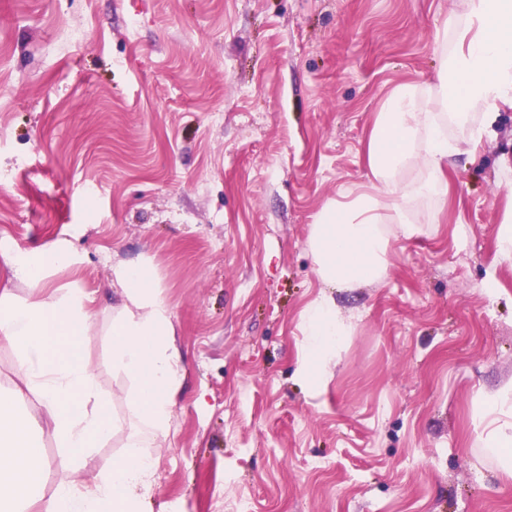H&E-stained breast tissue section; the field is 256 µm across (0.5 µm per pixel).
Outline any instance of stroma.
Returning a JSON list of instances; mask_svg holds the SVG:
<instances>
[{
    "instance_id": "35a3bbf8",
    "label": "stroma",
    "mask_w": 512,
    "mask_h": 512,
    "mask_svg": "<svg viewBox=\"0 0 512 512\" xmlns=\"http://www.w3.org/2000/svg\"><path fill=\"white\" fill-rule=\"evenodd\" d=\"M467 0H0V238L65 240L52 286L95 293L83 344L118 428L112 269L148 263L184 381L149 512H512L473 399L512 380V267L496 236L512 187V110L458 159L448 207L417 205L384 279L336 291L354 331L331 375H297L320 291L323 205L367 183L392 87L436 106L439 31ZM508 165H500V155Z\"/></svg>"
}]
</instances>
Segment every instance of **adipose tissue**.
Wrapping results in <instances>:
<instances>
[{
	"mask_svg": "<svg viewBox=\"0 0 512 512\" xmlns=\"http://www.w3.org/2000/svg\"><path fill=\"white\" fill-rule=\"evenodd\" d=\"M455 48L444 58L437 107L424 110L416 83L395 85L367 139L370 190L346 191L327 202L310 228L309 247L323 292L307 306L298 373L317 383L336 363L352 327L343 319L333 289L378 283L392 242L421 229L412 218L418 198L446 206L452 158L465 144L493 138L502 109L512 110V0H468L464 20L448 19ZM467 127V142L449 138V123ZM422 167L421 181L402 179ZM16 285L0 289V343L17 355L22 384L0 394V512H145L156 462L142 452L150 438L168 435L182 383L174 313L160 296L149 265L112 270L120 302L112 308V367L133 383L131 413L141 425L129 433L128 454L99 471L94 481L59 482L51 496L42 488L49 474L36 435L49 431L63 451L64 467H89L92 451L116 432L108 401L82 352L97 321L91 298L74 288L49 289L50 273L78 266L82 258L59 241L29 251L0 244ZM36 402L39 413L20 418L19 404ZM475 419L488 454L512 477V381L475 396Z\"/></svg>",
	"mask_w": 512,
	"mask_h": 512,
	"instance_id": "1",
	"label": "adipose tissue"
}]
</instances>
